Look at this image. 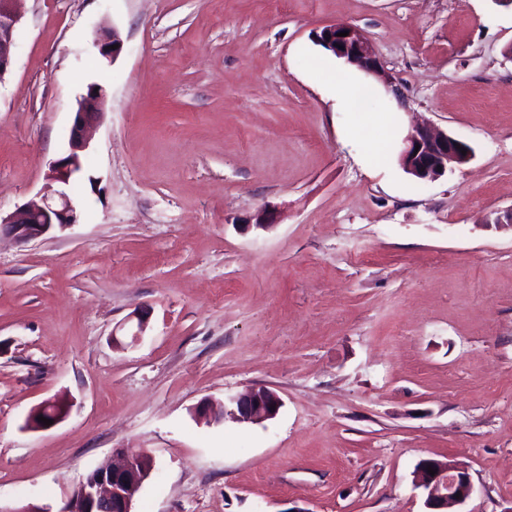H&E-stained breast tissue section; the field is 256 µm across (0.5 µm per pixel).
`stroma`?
Instances as JSON below:
<instances>
[{
  "instance_id": "obj_1",
  "label": "stroma",
  "mask_w": 512,
  "mask_h": 512,
  "mask_svg": "<svg viewBox=\"0 0 512 512\" xmlns=\"http://www.w3.org/2000/svg\"><path fill=\"white\" fill-rule=\"evenodd\" d=\"M0 80V214L53 193L89 84L107 92L66 191L79 223L0 236V512H61L116 448L154 463L134 512H512V7L496 0H20ZM349 23L386 82L336 107L316 36ZM120 34L111 64L91 49ZM426 122L475 157L393 160ZM266 213L270 224L252 218ZM147 309L138 342L125 332ZM260 425L196 406L250 387ZM69 399L66 417L27 428ZM241 422L262 424L278 414L282 402L280 397L265 387H251L229 398ZM275 406V409H270ZM71 407V404L68 402L65 405H62L61 402L57 400L53 401H47L43 405H41L39 408H37L31 416L28 417L26 426L30 429H44L51 427L61 421L65 416L67 415L69 409ZM38 415L43 416L46 419L53 420V424L51 425H44L40 421L34 420V416ZM428 467L437 470L434 476ZM415 485L425 492L424 512H464L448 509L460 507L473 493V485L468 471L451 462L424 460L415 471ZM459 495V498H456Z\"/></svg>"
}]
</instances>
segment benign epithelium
I'll list each match as a JSON object with an SVG mask.
<instances>
[{"mask_svg": "<svg viewBox=\"0 0 512 512\" xmlns=\"http://www.w3.org/2000/svg\"><path fill=\"white\" fill-rule=\"evenodd\" d=\"M14 0H0V80L10 70L13 62L15 33L20 17L13 9ZM348 32L345 37L340 32ZM336 57L345 60L368 75L382 76V66L372 46L364 40L355 27L338 23L322 30L317 36ZM92 47L97 56L111 64L123 49L116 32L106 31L96 35ZM106 90L98 84L88 85L80 98L70 131L67 153L51 167L53 179L64 186L81 172V159L89 147L88 132L103 115ZM473 148L467 142L430 126H416L402 139L399 160L406 173L424 182H433L456 166L468 163ZM81 212L70 196L59 192V199L31 200L15 213L0 216V232H5L17 243L25 244L55 228L64 229L79 223ZM238 419L245 423L261 424L278 414L280 397L265 387H251L229 398ZM71 404L57 400L47 401L29 416L26 426L44 429L34 416H42L58 423L67 415ZM116 460L87 475L74 488L60 512H132L133 502L151 476L153 466L145 465L150 455L141 448H120ZM436 470L431 475L428 469ZM415 485L425 492L426 512H450L466 503L473 493L468 471L451 462L427 459L415 471Z\"/></svg>", "mask_w": 512, "mask_h": 512, "instance_id": "7a95c632", "label": "benign epithelium"}]
</instances>
